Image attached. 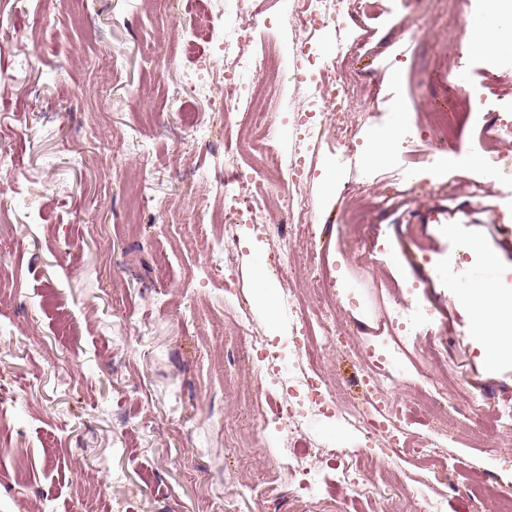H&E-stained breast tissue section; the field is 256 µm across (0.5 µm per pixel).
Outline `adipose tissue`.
I'll return each instance as SVG.
<instances>
[{
    "label": "adipose tissue",
    "instance_id": "adipose-tissue-1",
    "mask_svg": "<svg viewBox=\"0 0 512 512\" xmlns=\"http://www.w3.org/2000/svg\"><path fill=\"white\" fill-rule=\"evenodd\" d=\"M485 8L497 14L503 25L486 30L477 51L491 56L512 53V0H485ZM457 297L474 313V330L483 339L487 360L495 364L512 359V294L492 284H462Z\"/></svg>",
    "mask_w": 512,
    "mask_h": 512
}]
</instances>
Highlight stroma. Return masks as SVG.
Returning <instances> with one entry per match:
<instances>
[{
	"label": "stroma",
	"mask_w": 512,
	"mask_h": 512,
	"mask_svg": "<svg viewBox=\"0 0 512 512\" xmlns=\"http://www.w3.org/2000/svg\"><path fill=\"white\" fill-rule=\"evenodd\" d=\"M261 6L247 58L291 45V0ZM450 7L340 0L336 26L316 31L318 56L338 59L354 91L356 150L342 163L332 137L312 143L300 176L315 235L279 272L255 225L225 239L217 268L203 237L224 207L208 177L244 131L225 126L219 91L189 75L223 65L245 18L217 0L212 39L188 55L186 0L167 12L159 0H0L16 30L0 41V153L17 160L0 184V512H430L433 502L493 512L485 491L512 489V362L488 364L457 292L484 267L463 251L468 240L496 254L492 282L512 289V175L476 200L468 183L483 173L467 164L473 145L493 141L496 116H512V63L474 52L449 29ZM340 34L352 46L341 59ZM302 79L286 64L269 105L266 138L286 165ZM462 98L472 116L447 153L398 145L365 168L372 133L397 113L422 131ZM449 153L460 168H444ZM387 186L397 194L384 203ZM319 274L340 291L332 315L353 344L326 349L317 366L336 414L286 434L240 398L253 381L235 301L249 304L254 334L284 350L297 318L278 297L296 290L315 318ZM427 306L430 321L397 323L402 309ZM395 335L403 369L458 378L440 409L404 418L408 436L434 441L431 459L404 450L365 473L371 443L353 414L367 406L366 346ZM463 382L490 406L464 407ZM284 446L324 458L275 487Z\"/></svg>",
	"instance_id": "stroma-1"
}]
</instances>
